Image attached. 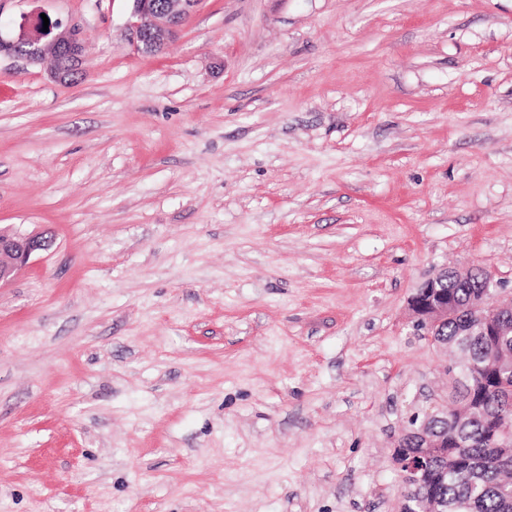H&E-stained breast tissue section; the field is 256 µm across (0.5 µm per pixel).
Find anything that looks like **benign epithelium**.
Masks as SVG:
<instances>
[{
    "label": "benign epithelium",
    "instance_id": "1",
    "mask_svg": "<svg viewBox=\"0 0 512 512\" xmlns=\"http://www.w3.org/2000/svg\"><path fill=\"white\" fill-rule=\"evenodd\" d=\"M131 28L137 47L146 52L158 51L174 34L182 19L199 0H130ZM41 15L25 18L18 31L0 30V57L21 59L31 65L48 60L50 76L66 83L82 64V42L71 28H61L58 21H49L48 31H42ZM48 248L39 235H26L0 228V285L12 280L16 271L27 264L31 255ZM448 269L443 268L426 279L411 296L410 309L417 329L421 330L448 320V293L444 281Z\"/></svg>",
    "mask_w": 512,
    "mask_h": 512
}]
</instances>
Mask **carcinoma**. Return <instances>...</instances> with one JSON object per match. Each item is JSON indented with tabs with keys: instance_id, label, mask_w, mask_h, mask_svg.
Instances as JSON below:
<instances>
[{
	"instance_id": "obj_1",
	"label": "carcinoma",
	"mask_w": 512,
	"mask_h": 512,
	"mask_svg": "<svg viewBox=\"0 0 512 512\" xmlns=\"http://www.w3.org/2000/svg\"><path fill=\"white\" fill-rule=\"evenodd\" d=\"M495 293L494 282L480 272L464 281L448 276V303L454 316L430 328V333L462 357L459 364L448 366V372H468L470 378L463 384L451 379L448 417L426 424L439 447H419L416 431L421 423L411 420L395 448L404 460L426 459L419 482L405 486V496L435 501L442 512H512V441L500 433L502 428L512 429V376H497L490 359L495 347L512 354V333L483 336L478 329L480 315H490ZM458 411L467 414L462 427L453 421Z\"/></svg>"
}]
</instances>
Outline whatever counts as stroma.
<instances>
[{
  "label": "stroma",
  "mask_w": 512,
  "mask_h": 512,
  "mask_svg": "<svg viewBox=\"0 0 512 512\" xmlns=\"http://www.w3.org/2000/svg\"><path fill=\"white\" fill-rule=\"evenodd\" d=\"M79 30L0 59V512H399L450 357L409 299L512 293V0H0ZM200 0H130L131 28L137 47L158 51L174 34L175 28ZM47 16V15H46ZM48 32H43L40 14L23 18L18 32H4L0 28V57L7 56L38 65L48 60L50 76L66 83L82 64V42L74 29H61V24L49 16ZM48 242L39 235H26L0 228V285L12 280L31 255L46 250Z\"/></svg>",
  "instance_id": "stroma-1"
}]
</instances>
